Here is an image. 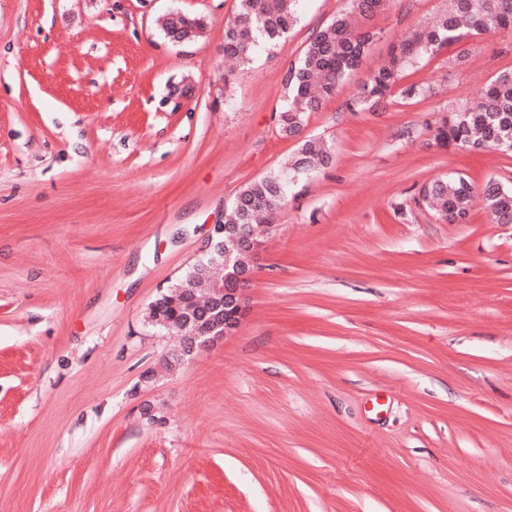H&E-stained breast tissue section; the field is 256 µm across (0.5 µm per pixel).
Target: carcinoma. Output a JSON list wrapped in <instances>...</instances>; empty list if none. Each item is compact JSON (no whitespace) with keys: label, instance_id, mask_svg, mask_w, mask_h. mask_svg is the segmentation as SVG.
Masks as SVG:
<instances>
[{"label":"carcinoma","instance_id":"obj_1","mask_svg":"<svg viewBox=\"0 0 512 512\" xmlns=\"http://www.w3.org/2000/svg\"><path fill=\"white\" fill-rule=\"evenodd\" d=\"M297 0H237L235 15L224 25V56L248 63L255 48L274 45L297 23ZM386 0H349L348 9L321 27L301 57L284 77V99L279 110L280 131L297 136L303 114L319 109L335 94L342 81L358 70L379 32L370 25ZM434 24L417 30L413 37L392 46L387 61L372 69L347 103L362 112L399 89L402 101H423L433 95L424 82L401 84L405 73L440 49L462 45L491 31L512 29V0H444ZM196 16L175 12L162 22L170 41L195 39L204 30ZM434 141L444 148H465L481 153L496 149L512 153V68L498 72L485 86L477 103L445 117L434 129ZM332 162V149L316 139L302 140L300 156L292 172L307 173L311 166ZM289 171L274 172L243 187L224 211L226 224H255L288 201ZM423 202L442 221L466 222L475 198L466 178H441L424 186ZM483 204L498 224H512V188L490 179L481 188Z\"/></svg>","mask_w":512,"mask_h":512}]
</instances>
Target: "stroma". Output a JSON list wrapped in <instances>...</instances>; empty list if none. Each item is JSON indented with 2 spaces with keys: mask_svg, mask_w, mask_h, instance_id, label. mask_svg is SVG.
Returning a JSON list of instances; mask_svg holds the SVG:
<instances>
[{
  "mask_svg": "<svg viewBox=\"0 0 512 512\" xmlns=\"http://www.w3.org/2000/svg\"><path fill=\"white\" fill-rule=\"evenodd\" d=\"M443 0H387L364 70L305 116L333 161L258 225L238 326L175 368L149 306L246 184L291 162L283 77L348 0L246 66L236 0H0V512H512V224L420 191L512 187L432 124L512 67V29L347 103ZM203 17L170 43L160 18ZM423 202L449 224L466 222L475 198L474 187L466 178H441L424 186Z\"/></svg>",
  "mask_w": 512,
  "mask_h": 512,
  "instance_id": "1",
  "label": "stroma"
}]
</instances>
